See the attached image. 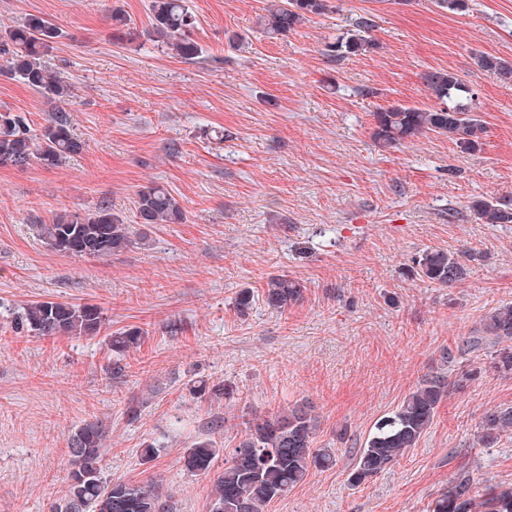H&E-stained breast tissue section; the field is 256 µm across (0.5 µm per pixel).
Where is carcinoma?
Returning a JSON list of instances; mask_svg holds the SVG:
<instances>
[{
  "label": "carcinoma",
  "instance_id": "cac0c4a2",
  "mask_svg": "<svg viewBox=\"0 0 512 512\" xmlns=\"http://www.w3.org/2000/svg\"><path fill=\"white\" fill-rule=\"evenodd\" d=\"M327 0H268L259 26L271 38L285 36L309 17L326 10ZM149 36L175 57L194 63L201 58V46L191 38L195 18L186 0H151ZM112 39H136L130 19L122 9H112ZM376 27L371 15L359 17L353 29L327 44V55L341 60L377 46L372 39ZM62 32L51 20L30 15L21 23L0 32V55L11 56L10 74L48 98L64 100L72 94V83L48 67L47 55ZM479 68L507 79L512 78V62L481 55ZM440 106L421 108L391 105L373 113V137L382 146H395L414 137L439 134L453 140L465 151L480 150L485 134L482 120L469 105V89L454 72L430 71L424 76ZM85 143L74 134L63 112L54 114L40 132H34L19 113L0 111V167L25 166L37 160L55 168L69 157L83 153ZM477 219L485 224H511L512 200H477L472 205ZM137 223L182 224L185 210L168 189L151 185L137 193ZM38 236L51 249L75 257L104 258L132 245L129 225L108 205L101 204L84 215L56 216L49 224L36 225ZM421 279L448 287L465 279L467 268L453 253L441 249L424 251L415 259ZM266 304L285 311L302 297L299 282L283 275L269 278L263 292ZM101 310L90 304L56 301L30 304L19 316L17 327L40 336H96L104 325ZM139 328L116 331L109 336L115 352H125L141 344ZM496 348L498 371L512 375V306H503L486 316L482 336L466 343L470 350ZM448 396V379L426 378L395 410L381 416L355 454L349 481L359 486L395 465L405 451L417 445L433 423ZM318 421L313 411L295 405L270 418L256 420L235 448L229 450L224 470L214 477L208 512H265L268 505L301 483L310 468L329 469L336 456L329 448L313 447ZM512 431V407L487 411L481 421L478 442L486 447ZM106 431L99 422H88L69 434L68 447L75 458L68 495L54 512H169L159 484H138L109 480L101 462ZM220 449L212 440L193 443L183 457L186 470L211 473ZM512 512V488H491L480 502L471 496L469 479L462 476L456 485L437 497L430 512Z\"/></svg>",
  "mask_w": 512,
  "mask_h": 512
}]
</instances>
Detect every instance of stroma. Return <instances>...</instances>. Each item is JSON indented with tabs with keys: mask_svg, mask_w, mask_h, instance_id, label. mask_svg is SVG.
Wrapping results in <instances>:
<instances>
[{
	"mask_svg": "<svg viewBox=\"0 0 512 512\" xmlns=\"http://www.w3.org/2000/svg\"><path fill=\"white\" fill-rule=\"evenodd\" d=\"M187 3L195 64L145 37L150 0H0V29L31 14L61 28L47 62L74 85L69 100H50L0 55V111L37 131L64 110L86 144L56 168L0 167V512H52L74 467L68 436L96 420L107 477L162 481L171 512H207L211 478L185 469L187 448L203 438L234 448L247 422L305 400L314 445L335 449L336 464L310 470L267 512H429L462 474L476 496L512 486V434L477 442L484 413L512 406V375L490 369L486 350L461 348L512 305V224L472 209L512 199V80L475 63L512 61V0H465L453 13L434 0H328L278 39L257 25L266 0ZM116 6L136 41H113ZM366 14L376 48L327 56L325 41ZM432 69L456 72L473 94L480 151L434 134L373 140L378 108L437 106L423 82ZM153 184L186 223L137 224V193ZM103 202L144 240L79 258L32 230ZM429 248L474 253L466 278L446 288L412 276ZM274 275L303 286L282 312L261 299ZM244 288L257 301L242 319L233 300ZM39 301L96 305L107 326L80 338L16 329ZM131 327L146 332L140 348L115 357L108 336ZM432 375L447 377L448 396L421 441L351 485L374 422ZM196 380L232 393L199 397Z\"/></svg>",
	"mask_w": 512,
	"mask_h": 512,
	"instance_id": "obj_1",
	"label": "stroma"
}]
</instances>
